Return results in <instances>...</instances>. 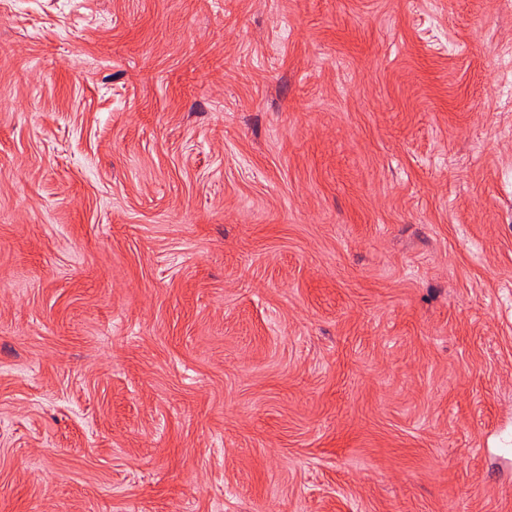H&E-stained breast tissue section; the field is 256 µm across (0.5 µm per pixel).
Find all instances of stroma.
I'll return each instance as SVG.
<instances>
[{"label": "stroma", "mask_w": 512, "mask_h": 512, "mask_svg": "<svg viewBox=\"0 0 512 512\" xmlns=\"http://www.w3.org/2000/svg\"><path fill=\"white\" fill-rule=\"evenodd\" d=\"M0 512H512V0H0Z\"/></svg>", "instance_id": "35a3bbf8"}]
</instances>
